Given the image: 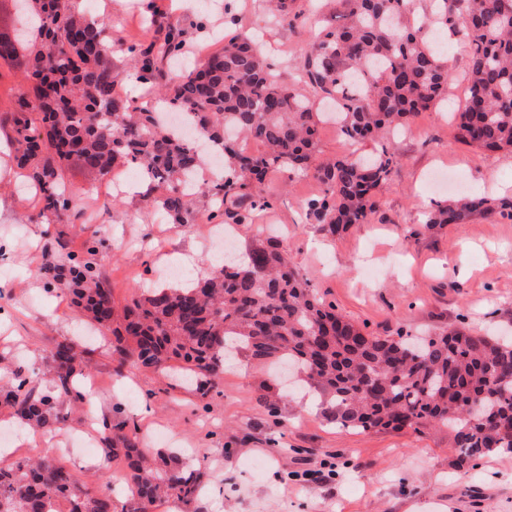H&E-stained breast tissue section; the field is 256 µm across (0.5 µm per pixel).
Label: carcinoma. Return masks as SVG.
Here are the masks:
<instances>
[{
  "mask_svg": "<svg viewBox=\"0 0 512 512\" xmlns=\"http://www.w3.org/2000/svg\"><path fill=\"white\" fill-rule=\"evenodd\" d=\"M15 13L30 11L36 24L10 28L0 37V59L14 63L28 88L17 92L0 129L8 127L14 161L37 190L38 215L48 224H73L82 209L68 195L66 170L77 160L105 179L132 166L151 183L158 212L193 224L199 210L180 177L203 164L192 141L220 143L224 175L204 187L213 205L208 218L252 224L268 209L269 173L311 176L318 194L306 201L308 219L334 236L366 224L376 194L397 166L384 147L374 155L316 162L319 113L329 102L340 109L347 142L376 140L409 123L445 94L448 53L422 36L414 0H340L342 11L326 20L303 54L295 93L244 33L224 35V45L194 69L167 77L163 63L182 51L184 30L167 18L154 20L156 36L127 46L128 73L161 100L186 110L194 137L175 135L162 113L115 93L108 22L91 20L76 0H10ZM280 24L304 25L298 0H270ZM439 36L467 47L468 94L455 113L457 139L490 152L512 151V0H434L430 18ZM247 137L259 154L239 146ZM512 220V199L464 195L428 212L421 228L466 224L475 217ZM101 241L94 235L82 252L63 236L46 249L40 273L46 285L65 287L94 333H112L116 372L126 365L166 373L207 396L223 379L224 357L244 351L268 366L299 368L307 382L330 397L324 415L345 430L420 432L444 426L460 464L495 450L512 451V337L464 327L409 341L375 336L336 312L290 266L277 237L253 248L246 262L230 257L190 285L152 288L125 304L97 265ZM96 348L69 338L53 341L48 375L36 383L21 368L0 387V409L44 434H54L81 407L80 380ZM103 463L122 465L136 497L131 512H154L163 497L194 501L202 472L180 454L153 453L125 421L102 431ZM112 496L77 479L50 449L37 459L0 464V512H115Z\"/></svg>",
  "mask_w": 512,
  "mask_h": 512,
  "instance_id": "carcinoma-1",
  "label": "carcinoma"
}]
</instances>
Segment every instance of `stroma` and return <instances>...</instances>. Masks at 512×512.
<instances>
[{
  "mask_svg": "<svg viewBox=\"0 0 512 512\" xmlns=\"http://www.w3.org/2000/svg\"><path fill=\"white\" fill-rule=\"evenodd\" d=\"M228 3L225 10L208 0L86 5L108 18L118 66H125L132 41L153 38L143 20L150 10L184 29L183 58L190 64L204 50L219 49L224 30L264 32L281 81L307 94L297 75L315 31L268 28L265 0ZM449 55L454 75L443 104L418 113L407 135L387 140L398 165L369 223L328 235L305 218L304 204L318 191L312 177L273 172L264 186L272 205L263 223L278 226L300 274L366 333L418 336L453 326L512 332V220L419 229L428 206L448 197L447 190L427 189L431 170L453 173L465 192L512 197V153H488L455 136L449 114L464 98L467 52L454 41ZM5 163L0 155V355L21 353L41 372L53 339L85 340L84 319L37 273L58 233H66L74 251L90 236L100 239L99 268L119 302L158 287L159 270L175 266L177 256L207 267L206 225L157 223L136 197L118 201L95 222L44 224L33 197L19 189L21 177ZM263 223L238 226L241 251L265 241ZM90 376L99 384L93 397L101 408L112 420L134 424L150 448L197 450L205 490L173 512H512V453L495 452L462 468L445 428L342 430L322 411L306 409L313 387L285 394L265 365L243 354L225 363L219 391L204 398L167 375L133 366L115 376L103 348Z\"/></svg>",
  "mask_w": 512,
  "mask_h": 512,
  "instance_id": "35a3bbf8",
  "label": "stroma"
}]
</instances>
